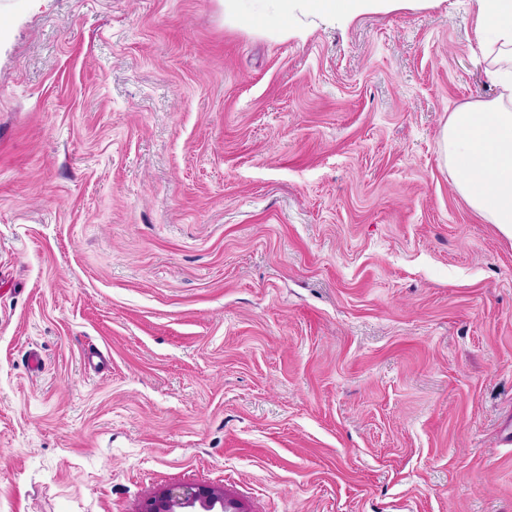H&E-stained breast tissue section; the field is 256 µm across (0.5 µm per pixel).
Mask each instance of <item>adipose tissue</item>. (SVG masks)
I'll return each mask as SVG.
<instances>
[{"label": "adipose tissue", "instance_id": "ef3b65f1", "mask_svg": "<svg viewBox=\"0 0 512 512\" xmlns=\"http://www.w3.org/2000/svg\"><path fill=\"white\" fill-rule=\"evenodd\" d=\"M399 0H269L268 12L282 36L299 35L298 17L347 22ZM479 46L501 60L492 78L501 89L494 102L451 113L440 149L455 173V186L469 206L512 239V0H475Z\"/></svg>", "mask_w": 512, "mask_h": 512}]
</instances>
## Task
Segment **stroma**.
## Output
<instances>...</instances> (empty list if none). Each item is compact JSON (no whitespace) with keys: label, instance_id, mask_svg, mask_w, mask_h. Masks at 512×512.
I'll use <instances>...</instances> for the list:
<instances>
[{"label":"stroma","instance_id":"obj_1","mask_svg":"<svg viewBox=\"0 0 512 512\" xmlns=\"http://www.w3.org/2000/svg\"><path fill=\"white\" fill-rule=\"evenodd\" d=\"M0 19V512H512V239L439 149L500 93L470 0ZM267 11L257 14L249 9L247 0H225L224 6L241 23L256 26L265 16L272 14L275 28L282 36H300L295 18L327 19L347 22L350 19L372 11L390 10L398 2L406 0H266ZM226 494L241 502L232 494ZM226 494L223 488L172 485L153 492L138 512H226L231 506L225 499Z\"/></svg>","mask_w":512,"mask_h":512}]
</instances>
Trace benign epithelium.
<instances>
[{
  "label": "benign epithelium",
  "mask_w": 512,
  "mask_h": 512,
  "mask_svg": "<svg viewBox=\"0 0 512 512\" xmlns=\"http://www.w3.org/2000/svg\"><path fill=\"white\" fill-rule=\"evenodd\" d=\"M222 488L172 485L148 496L138 512H228Z\"/></svg>",
  "instance_id": "benign-epithelium-1"
}]
</instances>
